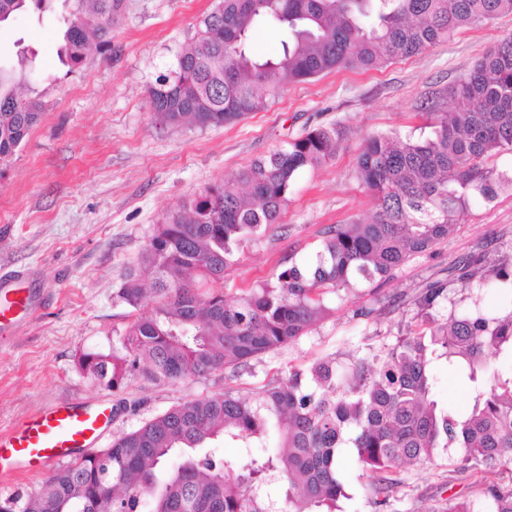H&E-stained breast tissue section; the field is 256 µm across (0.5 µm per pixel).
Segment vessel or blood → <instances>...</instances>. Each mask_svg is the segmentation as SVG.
<instances>
[{
	"mask_svg": "<svg viewBox=\"0 0 512 512\" xmlns=\"http://www.w3.org/2000/svg\"><path fill=\"white\" fill-rule=\"evenodd\" d=\"M112 419L102 403H65L37 413L0 435V479L45 467L94 447Z\"/></svg>",
	"mask_w": 512,
	"mask_h": 512,
	"instance_id": "vessel-or-blood-1",
	"label": "vessel or blood"
}]
</instances>
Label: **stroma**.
I'll return each instance as SVG.
<instances>
[{
  "label": "stroma",
  "instance_id": "1",
  "mask_svg": "<svg viewBox=\"0 0 512 512\" xmlns=\"http://www.w3.org/2000/svg\"><path fill=\"white\" fill-rule=\"evenodd\" d=\"M214 0H123L109 49L90 48L76 67L62 62L64 20L77 0H53L43 13L23 12L0 23V60L33 61L20 92L42 104L22 146L0 161V297L23 288L27 310L0 329V434L63 402L117 407L101 447L169 408L232 389L256 398L272 378L316 358L350 364L385 352L406 332L419 331L415 303L422 288L447 279L448 266L467 256H512V194L473 199L448 238L408 261L387 282L331 295V311L307 335L254 361L240 376L153 382L129 376L118 391L78 367L82 353L111 352L137 316L116 303L121 274L133 265L157 224L207 186L233 180L243 167L316 127H338L334 157L304 170L286 209L238 253L224 275V296L276 281L288 266L315 260L334 224L369 218L374 204L354 166L365 139L391 132L429 136L422 102L439 96L496 41L512 35V15L458 30L421 56L368 71L339 69L283 87L266 110L223 127L172 126L153 112L148 89L177 48L190 40ZM478 307L512 311V294L449 282L433 315L447 320ZM369 317H358L359 309ZM439 404L466 411L475 391L447 363L433 368ZM457 449L439 450L435 464L403 467L387 512H433L443 500L478 499L472 478L453 472ZM340 477L348 499L341 512H378L354 463L342 449Z\"/></svg>",
  "mask_w": 512,
  "mask_h": 512
}]
</instances>
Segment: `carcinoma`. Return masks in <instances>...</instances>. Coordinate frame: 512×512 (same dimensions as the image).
Here are the masks:
<instances>
[{
  "label": "carcinoma",
  "instance_id": "1",
  "mask_svg": "<svg viewBox=\"0 0 512 512\" xmlns=\"http://www.w3.org/2000/svg\"><path fill=\"white\" fill-rule=\"evenodd\" d=\"M51 0H0V22ZM65 33L67 57L80 65L94 36L111 43L122 0H78ZM512 14V0H217L193 38L150 87L165 121L201 128L231 125L265 110L284 85L340 68L370 70L423 54L458 29ZM275 25L280 48L253 54L248 33ZM439 101L425 106L432 136L378 135L363 145L355 177L371 195L366 223L327 229L311 264L293 265L235 301L224 297V273L242 244L277 222L298 174L329 160L339 130L318 127L245 167L231 183L207 187L182 212L157 225L115 298L153 312L136 318L112 352H86L81 371L120 389L133 371L177 382L232 373L298 341L330 311L328 295L389 279L412 257L448 237L453 218L475 196L512 190V170L494 159L512 154V36L498 40ZM39 102L21 96L12 70L0 66V160L10 157L39 122ZM448 276L464 287L491 284L512 294V262L455 260ZM437 280L416 300L426 328L372 360L343 366L332 357L268 382L252 403L230 389L174 407L112 444L84 454L25 496L0 498V512H336L347 497L338 449L357 450L359 477L385 508L401 481V464L435 462L439 448H461L454 472L512 468V312L476 310L444 325L431 314L446 296ZM478 388L459 414L433 398V363ZM278 444L264 457L270 419ZM241 448L231 463L212 449ZM487 512H512V482H482ZM438 512H479L452 498Z\"/></svg>",
  "mask_w": 512,
  "mask_h": 512
}]
</instances>
